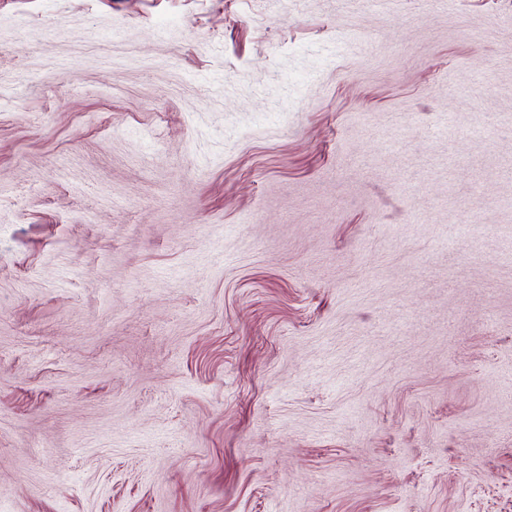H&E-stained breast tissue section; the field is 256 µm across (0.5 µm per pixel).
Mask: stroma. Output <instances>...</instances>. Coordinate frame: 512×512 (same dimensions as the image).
Listing matches in <instances>:
<instances>
[{
  "mask_svg": "<svg viewBox=\"0 0 512 512\" xmlns=\"http://www.w3.org/2000/svg\"><path fill=\"white\" fill-rule=\"evenodd\" d=\"M447 2L0 0V512H512V0Z\"/></svg>",
  "mask_w": 512,
  "mask_h": 512,
  "instance_id": "obj_1",
  "label": "stroma"
}]
</instances>
